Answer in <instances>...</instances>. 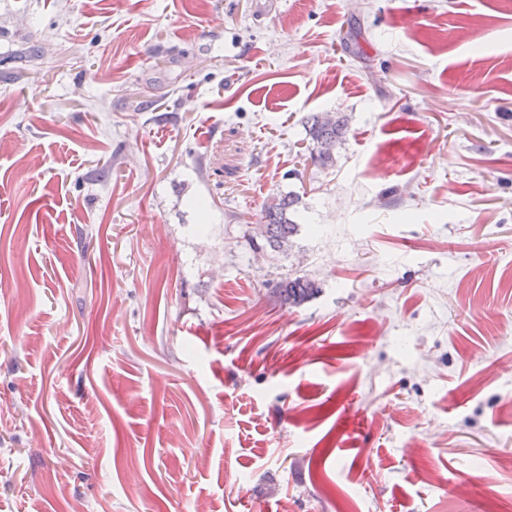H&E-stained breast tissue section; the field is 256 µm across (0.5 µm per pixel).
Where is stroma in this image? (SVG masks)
Here are the masks:
<instances>
[{"instance_id": "35a3bbf8", "label": "stroma", "mask_w": 512, "mask_h": 512, "mask_svg": "<svg viewBox=\"0 0 512 512\" xmlns=\"http://www.w3.org/2000/svg\"><path fill=\"white\" fill-rule=\"evenodd\" d=\"M494 498L512 0H0V512ZM347 119L331 112H317L306 118L305 131L311 148V157L324 166L333 163L336 144L345 136ZM295 203L294 198L285 196L266 204L263 210L260 235L272 251L286 253L292 247L298 224L289 215ZM315 281L306 276H288L281 279L273 294L282 302L289 305H300L319 292Z\"/></svg>"}]
</instances>
